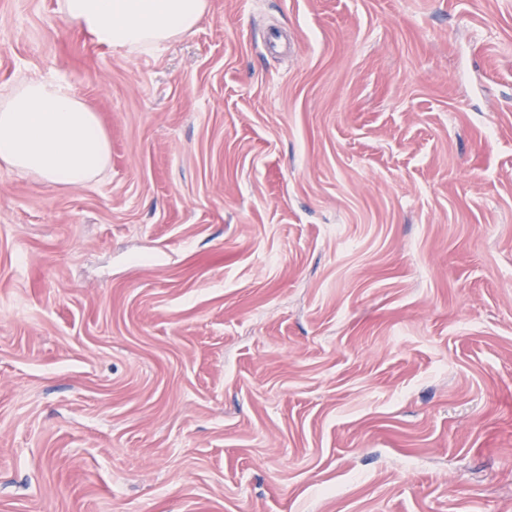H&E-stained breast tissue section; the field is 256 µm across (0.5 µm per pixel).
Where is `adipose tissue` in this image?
<instances>
[{
	"mask_svg": "<svg viewBox=\"0 0 512 512\" xmlns=\"http://www.w3.org/2000/svg\"><path fill=\"white\" fill-rule=\"evenodd\" d=\"M68 20L105 49L154 52L192 33L208 0H60ZM100 119L64 80L23 81L0 99V166L56 186L92 181L109 164Z\"/></svg>",
	"mask_w": 512,
	"mask_h": 512,
	"instance_id": "ef3b65f1",
	"label": "adipose tissue"
}]
</instances>
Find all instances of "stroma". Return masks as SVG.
<instances>
[{"label":"stroma","instance_id":"1","mask_svg":"<svg viewBox=\"0 0 512 512\" xmlns=\"http://www.w3.org/2000/svg\"><path fill=\"white\" fill-rule=\"evenodd\" d=\"M43 75L111 156L0 169V512H512V0H0ZM209 0H60L68 20L105 49L154 52L192 33Z\"/></svg>","mask_w":512,"mask_h":512}]
</instances>
